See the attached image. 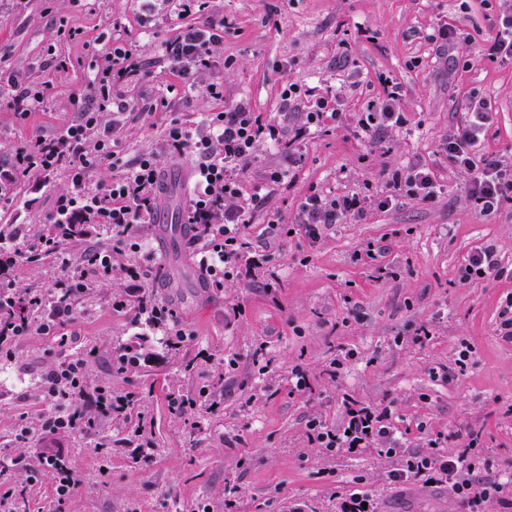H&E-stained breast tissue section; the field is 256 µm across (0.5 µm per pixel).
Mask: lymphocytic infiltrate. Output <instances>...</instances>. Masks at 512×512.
Wrapping results in <instances>:
<instances>
[{
    "instance_id": "lymphocytic-infiltrate-1",
    "label": "lymphocytic infiltrate",
    "mask_w": 512,
    "mask_h": 512,
    "mask_svg": "<svg viewBox=\"0 0 512 512\" xmlns=\"http://www.w3.org/2000/svg\"><path fill=\"white\" fill-rule=\"evenodd\" d=\"M224 40V27L210 23L201 27H183L165 45V54L172 65L174 80L166 87L172 95L183 91L182 80L191 74L210 69L213 48ZM512 63V0H505L499 27L494 35L482 40L477 55H462V68L473 66L475 59ZM143 63L128 39L116 37L111 49L102 55L91 80L96 90L95 107H79L78 118L59 135L40 138L17 151L16 167L24 173L45 177L67 172L72 186L54 198L51 232L41 235L29 247V260L42 255H57L59 276L48 294H31L30 303L48 304L49 311L35 322L14 314L18 297L12 283L0 284V343L25 336L57 335L59 328L70 321L76 305L90 283L112 275V251H90L86 264L73 265L62 257L61 246L67 241V228L79 215H87L93 223L110 232L116 248L138 254L142 251L140 228L155 221L156 203L161 193L160 169L156 154L145 153L135 161H125L114 148V123L120 122L129 104L115 95V87L140 82ZM381 91L361 100L355 135L373 138L379 131L406 126L401 107V87L386 75H379ZM284 105L304 103L306 120L295 131L282 123L264 119L248 102H240L231 110L204 113L197 127L181 120H171L163 145L172 156L192 155L195 159L194 180L188 193L183 221L193 232L196 258L209 288L220 290L224 279L251 245L241 234L246 221L242 199L240 172L254 161L260 145L282 146L289 138H303L310 130L324 129L342 120V101L333 89L317 92L316 88L297 80L288 81L281 92ZM111 113L113 124L102 123L104 113ZM494 121L490 102L479 92L469 97L464 119L449 129L441 141V149L452 166L466 177V194L483 215L500 211L504 202L512 201V161L479 151L481 139ZM108 166L109 181L89 185L88 170ZM394 190L420 200L433 199L438 184L433 171L417 163L395 170L391 176ZM389 197L373 196L360 190L330 196L315 191L300 205L297 221L303 224L309 238H318L324 229L350 219H362L374 207L385 208ZM115 248V249H116ZM137 321L161 331L167 346L177 349L186 340V333L173 318L167 306L150 297H141ZM87 362L70 358L49 369L44 375V392L50 404L43 415L40 433L52 436L61 433L88 432L94 424L91 409L126 415L131 401L113 396L111 390L89 389L86 385ZM316 438L326 447L363 453L394 442V431L387 412L360 403L346 407V417L339 432L320 431L311 423ZM473 443H465L455 458L432 453L407 462L409 473L429 483H447L459 497L473 505L496 500L502 512H512V486L499 482L475 485L469 475L477 467L472 453Z\"/></svg>"
}]
</instances>
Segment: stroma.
Wrapping results in <instances>:
<instances>
[{"label":"stroma","mask_w":512,"mask_h":512,"mask_svg":"<svg viewBox=\"0 0 512 512\" xmlns=\"http://www.w3.org/2000/svg\"><path fill=\"white\" fill-rule=\"evenodd\" d=\"M499 14L498 0H212L209 17L179 20L165 0L148 12L141 0H0V82L49 88L42 107L24 119L10 94H0V174L12 172L19 147L75 122L73 93L94 104L90 67L122 29L147 74L127 91L130 107L115 145L129 161L157 153L169 185L155 223L141 230L159 258L141 287L123 275L128 254L116 253L111 278L91 283L58 335L0 345V368L11 377L0 381V512H341L353 491L366 493L374 512H469L447 484L397 473L414 453L457 454L472 434L483 455L477 478L512 480V344L496 334L512 296V202L480 215L466 198L465 176L439 149L477 90L496 114L482 153L512 158V65L484 61L464 70L454 52L437 53L425 39L448 21L464 37L459 49L468 50L496 32ZM207 19L224 25L211 69L193 78L192 93L167 96L173 75L165 42L181 26ZM74 27L85 40L69 38ZM61 59L66 68H58ZM382 73L400 84L408 123L357 139L352 88L378 94ZM291 79L341 91L344 119L297 142L296 164L280 148H260L241 174L244 194L264 169L290 171L241 228L267 260L252 276L228 278L222 291H211L182 222L186 197L175 186L179 175L193 176L194 160L164 153L168 124L175 117L195 124L217 105L246 100L265 118L297 128L302 114L280 109ZM210 83L223 89V103L203 93ZM163 96L167 107L156 108ZM414 163L437 175L435 200L400 194L315 240L295 225L311 190L340 195L367 184L384 191L394 169ZM70 186L64 172L49 180L15 174L0 230L22 224L29 237L47 233L53 198ZM274 222L282 234H271ZM162 224L178 230L162 237ZM487 244L497 246L503 275L460 283V269ZM57 265L52 256L22 259L8 278L18 292H44ZM143 294L174 311L188 336L181 349L136 323L132 307ZM118 297L129 312L113 311ZM425 329L431 338L423 342ZM128 350L137 365L117 371L116 359ZM69 356L86 358L90 386L133 396V412L97 413L87 435L15 441L17 430L37 426L48 408L44 373ZM296 368L309 380L306 390L292 385ZM173 397L185 407L172 410ZM352 400L390 411L393 457L311 440L310 422L338 427ZM49 448L77 483L64 503L41 464Z\"/></svg>","instance_id":"stroma-1"}]
</instances>
